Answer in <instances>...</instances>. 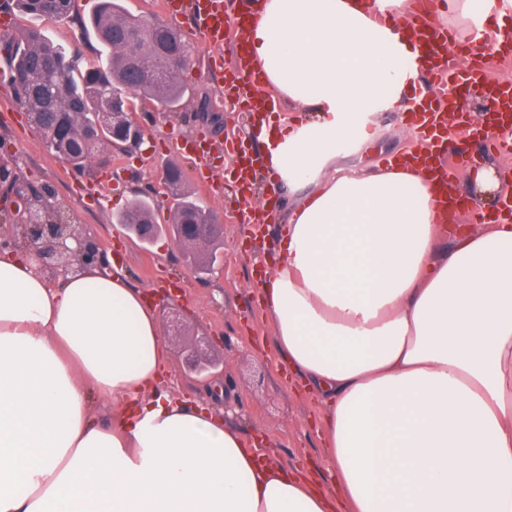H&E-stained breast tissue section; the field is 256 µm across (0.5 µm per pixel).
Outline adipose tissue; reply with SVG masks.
<instances>
[{
    "label": "adipose tissue",
    "instance_id": "adipose-tissue-1",
    "mask_svg": "<svg viewBox=\"0 0 512 512\" xmlns=\"http://www.w3.org/2000/svg\"><path fill=\"white\" fill-rule=\"evenodd\" d=\"M258 0L262 85L313 118L262 121L298 192L259 300L326 407L330 488L271 464L222 409L164 391L144 290L97 265L49 278L0 246V512H512V219L447 224L426 164H339L421 67L407 0ZM448 236V251L438 249Z\"/></svg>",
    "mask_w": 512,
    "mask_h": 512
}]
</instances>
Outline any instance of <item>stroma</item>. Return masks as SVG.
Here are the masks:
<instances>
[{
    "mask_svg": "<svg viewBox=\"0 0 512 512\" xmlns=\"http://www.w3.org/2000/svg\"><path fill=\"white\" fill-rule=\"evenodd\" d=\"M96 7L97 0H75L72 18L46 20L42 26L55 41L78 52L82 60H92L99 45L93 36L82 34L81 24ZM206 55V47L195 44L192 63L181 73L186 94L176 111H155L148 101L138 104L147 129L145 141L139 150L113 157L106 172L90 167L88 175L99 180L96 196L82 191L84 176L73 173L47 151L6 81H0V158L20 157L24 175L35 185L49 188L74 223L99 239L106 258L121 262L133 287L156 290L177 284L181 303H155L159 322H167L175 312L184 324L182 335L162 336L173 365L167 384L171 397L198 402L210 397L215 384H222L233 398L225 413L229 422L245 433L261 434L263 450L274 463L318 478L325 473V450L316 432L322 407L278 354L272 324L257 299L256 260L273 251L284 218L275 214L254 242H247L248 226L229 195L233 165L224 158V143L231 134L242 141L248 153H260L261 147L246 139L250 115L230 109L226 82L220 72L206 68ZM205 99L213 105L214 117L200 112ZM370 118L381 128V138L360 156L347 148L341 150L340 162L378 165L413 149L417 134L404 124L402 113L374 112ZM201 139L207 142L211 164L209 192L203 196L221 224L211 245L221 261L206 275L194 274L183 249L168 238L144 248L113 221L135 194L159 183L168 165L180 168L185 192L199 193L193 179L196 160L180 144ZM464 146L470 160L454 170L450 185L472 194V206L482 207L486 201L474 194L473 173L480 167L512 171V153L484 152L474 140Z\"/></svg>",
    "mask_w": 512,
    "mask_h": 512,
    "instance_id": "stroma-1",
    "label": "stroma"
}]
</instances>
